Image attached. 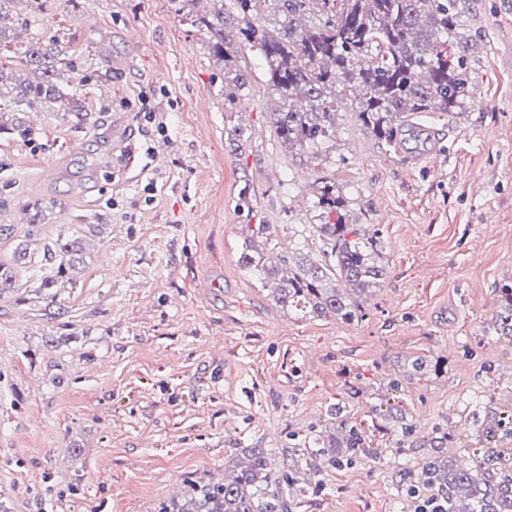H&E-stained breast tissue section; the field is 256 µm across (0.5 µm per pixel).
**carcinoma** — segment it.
Here are the masks:
<instances>
[{"mask_svg": "<svg viewBox=\"0 0 512 512\" xmlns=\"http://www.w3.org/2000/svg\"><path fill=\"white\" fill-rule=\"evenodd\" d=\"M209 3L201 13L189 6ZM178 15L195 16L208 54L220 66L224 85L248 86L237 64L240 49L256 50L267 65L273 89L291 101L277 113L276 133L288 147L316 145L336 132V112L357 105L358 121L378 141L398 148L414 119L439 112L452 120L468 91L465 46L457 41L462 15L456 0H274L283 19L268 26L259 18L267 0H167ZM47 0H0V47L14 46L12 64L27 79L12 85L0 80V106L15 109L35 102L65 106L78 120L83 100L61 82L71 67L68 47L55 36H28L25 18L45 9ZM320 13L318 24L304 16ZM318 206L336 215L332 224H313L317 255L290 251L282 256L288 271L274 289L281 306L316 317L351 321L384 282L381 230L374 224H349L345 205L331 185L319 188ZM243 266L270 281L278 268L268 264L264 249L252 245L241 256ZM502 313L494 332L512 337V280L500 288ZM337 448L349 457L374 453L373 442L336 408ZM485 445L469 469L436 460L419 472L405 470L402 480L413 492L434 495L441 512H512V428L486 432ZM170 512H290L279 481L268 470L263 453L230 480L200 478L188 483L185 501Z\"/></svg>", "mask_w": 512, "mask_h": 512, "instance_id": "cac0c4a2", "label": "carcinoma"}]
</instances>
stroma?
Returning <instances> with one entry per match:
<instances>
[{"label": "stroma", "mask_w": 512, "mask_h": 512, "mask_svg": "<svg viewBox=\"0 0 512 512\" xmlns=\"http://www.w3.org/2000/svg\"><path fill=\"white\" fill-rule=\"evenodd\" d=\"M459 7L469 90L456 119L422 117L433 162L378 142L348 107L330 140L288 149L262 56L242 51L249 85L225 110L202 31L167 0L49 10L90 112L80 124L37 104L20 115L30 136L0 131V269L16 274L0 291V512H160L258 450L291 512H410L399 468L471 456L483 426L512 416V340L492 332L512 277V0ZM118 112L164 168L113 159ZM322 181L384 238L390 273L350 323L282 307L239 261L258 224L270 255L309 243ZM37 206L40 223H17ZM65 244L78 261L45 260ZM340 413L383 452L305 463Z\"/></svg>", "instance_id": "obj_1"}]
</instances>
